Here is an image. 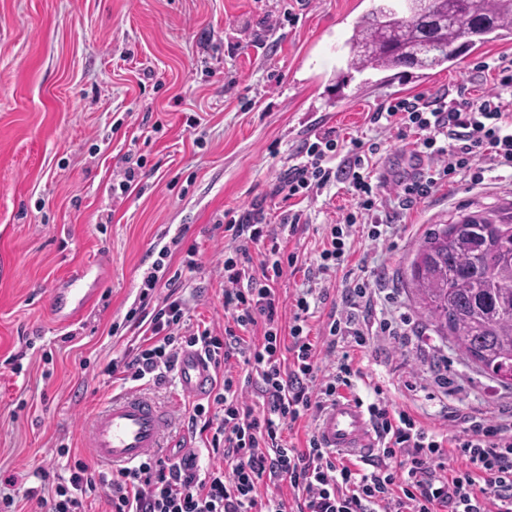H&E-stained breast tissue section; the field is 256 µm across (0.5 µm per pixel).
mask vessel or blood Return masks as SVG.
I'll return each instance as SVG.
<instances>
[{
  "mask_svg": "<svg viewBox=\"0 0 512 512\" xmlns=\"http://www.w3.org/2000/svg\"><path fill=\"white\" fill-rule=\"evenodd\" d=\"M94 295L75 288L59 289L57 310L67 320L79 319L93 305ZM182 393L205 396L213 383L214 365L199 352L184 351L176 365ZM168 414L149 396L130 393L114 399L93 419L84 437L90 455L114 471L130 469L162 447L169 428ZM316 435L323 447L360 460L374 454L378 439L363 405L339 398L320 414Z\"/></svg>",
  "mask_w": 512,
  "mask_h": 512,
  "instance_id": "1",
  "label": "vessel or blood"
}]
</instances>
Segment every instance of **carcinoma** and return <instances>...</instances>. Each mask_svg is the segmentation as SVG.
<instances>
[{"label": "carcinoma", "mask_w": 512, "mask_h": 512, "mask_svg": "<svg viewBox=\"0 0 512 512\" xmlns=\"http://www.w3.org/2000/svg\"><path fill=\"white\" fill-rule=\"evenodd\" d=\"M430 29L413 14L374 6L355 23L347 69L432 70L458 57L457 44L478 48L512 35V0H465L448 17L432 5ZM408 290L419 315L457 357L499 379L512 372V226L467 215L429 229L415 249Z\"/></svg>", "instance_id": "obj_1"}]
</instances>
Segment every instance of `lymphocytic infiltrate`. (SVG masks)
Wrapping results in <instances>:
<instances>
[{"label":"lymphocytic infiltrate","mask_w":512,"mask_h":512,"mask_svg":"<svg viewBox=\"0 0 512 512\" xmlns=\"http://www.w3.org/2000/svg\"><path fill=\"white\" fill-rule=\"evenodd\" d=\"M497 89L477 98L466 88L447 94L398 98L369 116L371 125L415 134L419 153L430 159L427 171L403 182V203L431 195L460 176L482 183L486 166L512 169V58L494 64ZM376 145L352 140L340 152L335 130L326 129L298 148L271 195L282 201L311 199L345 184L353 204L343 223L333 225L319 254L318 269L343 265L349 240L365 228L374 243L388 230L379 213L380 185L370 170ZM224 333L184 326L188 305L175 280L150 273L144 294L165 284L164 304L153 311L143 342L113 359L112 373L123 380L162 381L174 371L184 349L204 353L224 373L207 403L188 410V427L209 434L206 456L192 452L174 460L153 457L113 476L93 474L82 460L70 466L67 481L52 495L32 488L27 500L39 512H82L83 500L107 487L108 512H512V419L485 414L464 417L456 434L426 428L409 410L393 407L380 387L365 403L378 450L368 461H352L322 447L316 435L304 446L287 444L283 433L304 418H317L352 389L360 374L348 356H337L339 342L365 347L369 329L360 324L366 281L346 288L341 306L332 307L323 324L322 342L310 337L312 304L322 294L302 288L290 304L292 317L282 324L276 285L296 266L285 253L283 233H296L300 212L285 209L271 221L265 200L224 214ZM259 338H251L254 328ZM457 467H449V460ZM288 484L292 498L277 486ZM273 493L261 494L263 485Z\"/></svg>","instance_id":"obj_1"}]
</instances>
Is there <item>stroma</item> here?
Wrapping results in <instances>:
<instances>
[{"instance_id": "1", "label": "stroma", "mask_w": 512, "mask_h": 512, "mask_svg": "<svg viewBox=\"0 0 512 512\" xmlns=\"http://www.w3.org/2000/svg\"><path fill=\"white\" fill-rule=\"evenodd\" d=\"M292 0H0V492L24 501L40 486L36 470L68 478L60 449L84 459L95 413L129 392L152 396L173 418L174 440L207 448L189 433L190 400L175 373L165 382H126L108 373L112 359L139 344L129 321L155 261L178 277L189 327L224 332L225 212L269 195L297 147L335 129L340 140L377 142L372 171L382 179L386 211H398L385 245L356 234L337 270H317L331 224L351 205L340 187L299 203L301 225L283 236L299 256L278 285L282 319L300 288H325L309 320L323 322L346 281L367 280L370 318L406 316L405 336H376L349 348L359 394L377 385L391 404L447 433L461 416L512 413L506 387L460 361L421 321L406 288L420 238L431 225L470 214L512 218V170L440 186L399 210L400 180L424 169L412 140L366 122L395 97L467 86L478 97L497 82L486 62L512 58V37L487 43L433 70L347 73L346 40L372 0H307L294 23L265 29ZM263 40L256 48L255 40ZM140 166L123 195L112 176ZM196 248V269L186 265ZM88 268L98 289L80 320L54 312L57 288Z\"/></svg>"}]
</instances>
